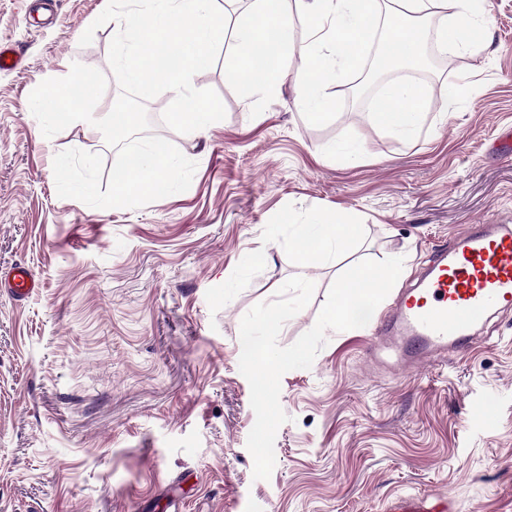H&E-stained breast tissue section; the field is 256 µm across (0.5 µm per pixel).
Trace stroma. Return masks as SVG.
<instances>
[{
  "label": "stroma",
  "instance_id": "35a3bbf8",
  "mask_svg": "<svg viewBox=\"0 0 512 512\" xmlns=\"http://www.w3.org/2000/svg\"><path fill=\"white\" fill-rule=\"evenodd\" d=\"M0 0V43L23 66L0 70V272L26 266L38 289L0 290V512H381L390 499L454 498L460 512H512V311L478 328L473 349L402 373L374 359L370 327L327 331L311 368L286 372L288 420L269 479L246 447L255 414L239 370L244 315L300 276L311 302L280 345L311 329L339 265L303 268L295 224L316 213L359 226L345 262L404 259L377 307L385 315L430 251L474 224H512V157L494 154L512 124V0H487L483 44L435 70L458 89L411 138L356 109L347 72L316 121L287 79L259 116L227 82L223 61L195 84L226 116L207 133L166 138L197 168L188 190L139 208L59 197L53 159L67 149L117 156L77 122L45 137L29 106L72 62L121 88L108 60L107 0ZM93 41L80 46L87 28ZM356 144L362 159L332 157ZM263 249L258 265L242 261Z\"/></svg>",
  "mask_w": 512,
  "mask_h": 512
}]
</instances>
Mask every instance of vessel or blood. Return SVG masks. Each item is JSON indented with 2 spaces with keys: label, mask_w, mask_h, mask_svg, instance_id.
<instances>
[{
  "label": "vessel or blood",
  "mask_w": 512,
  "mask_h": 512,
  "mask_svg": "<svg viewBox=\"0 0 512 512\" xmlns=\"http://www.w3.org/2000/svg\"><path fill=\"white\" fill-rule=\"evenodd\" d=\"M512 308V225L476 224L430 254L416 287L380 318L377 357L402 369L469 348L474 328ZM385 512H458L453 499L435 506L401 497Z\"/></svg>",
  "instance_id": "b4317fda"
}]
</instances>
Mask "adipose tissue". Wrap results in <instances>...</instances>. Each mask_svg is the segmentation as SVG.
<instances>
[{"mask_svg":"<svg viewBox=\"0 0 512 512\" xmlns=\"http://www.w3.org/2000/svg\"><path fill=\"white\" fill-rule=\"evenodd\" d=\"M308 22L310 48L296 69L298 108L315 118L329 112L326 89L339 75L356 68L369 44H376L380 68L416 65L428 31L426 19L439 21L437 37L444 46L470 50L486 23L485 0H295ZM429 102L420 84L392 81L380 87L370 114L393 135L407 139L418 129ZM357 233L340 216L312 215L298 225L292 256L298 266L343 255Z\"/></svg>","mask_w":512,"mask_h":512,"instance_id":"ef3b65f1","label":"adipose tissue"}]
</instances>
